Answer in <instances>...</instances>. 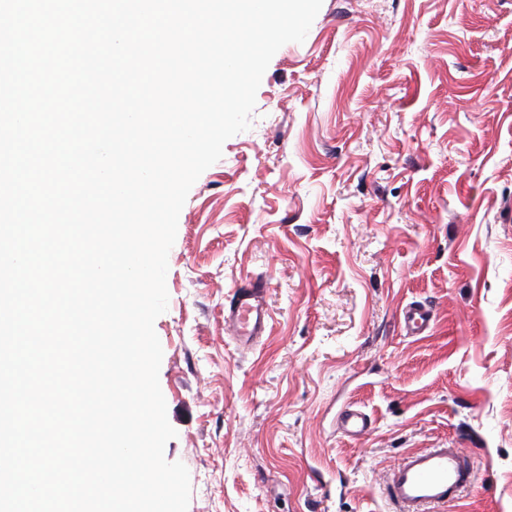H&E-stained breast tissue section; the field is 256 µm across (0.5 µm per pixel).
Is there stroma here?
Instances as JSON below:
<instances>
[{"mask_svg": "<svg viewBox=\"0 0 512 512\" xmlns=\"http://www.w3.org/2000/svg\"><path fill=\"white\" fill-rule=\"evenodd\" d=\"M254 279L246 349L224 306ZM166 287L188 512H394L385 474L444 440L476 468L445 512H512V0H323L192 186ZM412 302L425 335L399 325ZM266 293L264 284L249 282L234 292L224 309L225 329L240 345H254L265 335L269 318ZM433 319L429 307L420 303H409L400 311L399 322L409 336H422L431 327ZM338 429L352 438L363 437L371 431L372 421L364 412L349 405L338 416Z\"/></svg>", "mask_w": 512, "mask_h": 512, "instance_id": "stroma-1", "label": "stroma"}]
</instances>
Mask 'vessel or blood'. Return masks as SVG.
<instances>
[{
  "mask_svg": "<svg viewBox=\"0 0 512 512\" xmlns=\"http://www.w3.org/2000/svg\"><path fill=\"white\" fill-rule=\"evenodd\" d=\"M264 284L251 282L238 288L224 311L227 332L240 345L250 346L264 336L269 318ZM433 319L429 307L407 304L399 322L407 335H424ZM339 430L352 438L368 434L372 421L354 406L345 407L338 416ZM474 465L464 449L453 446L427 448L404 457L386 475V492L397 512H438L460 493L472 486Z\"/></svg>",
  "mask_w": 512,
  "mask_h": 512,
  "instance_id": "1",
  "label": "vessel or blood"
}]
</instances>
